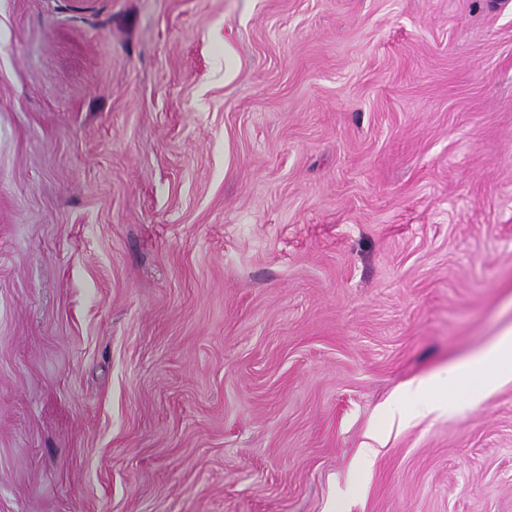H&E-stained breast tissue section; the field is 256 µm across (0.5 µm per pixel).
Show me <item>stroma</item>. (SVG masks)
I'll return each mask as SVG.
<instances>
[{
  "mask_svg": "<svg viewBox=\"0 0 512 512\" xmlns=\"http://www.w3.org/2000/svg\"><path fill=\"white\" fill-rule=\"evenodd\" d=\"M509 329L512 0H0V512H334ZM420 405L349 512H512ZM371 442L366 443L360 448L354 458L349 471L348 490L354 493L356 487V478L363 471L367 463L376 455V444L382 443V436L377 433L369 435Z\"/></svg>",
  "mask_w": 512,
  "mask_h": 512,
  "instance_id": "obj_1",
  "label": "stroma"
}]
</instances>
